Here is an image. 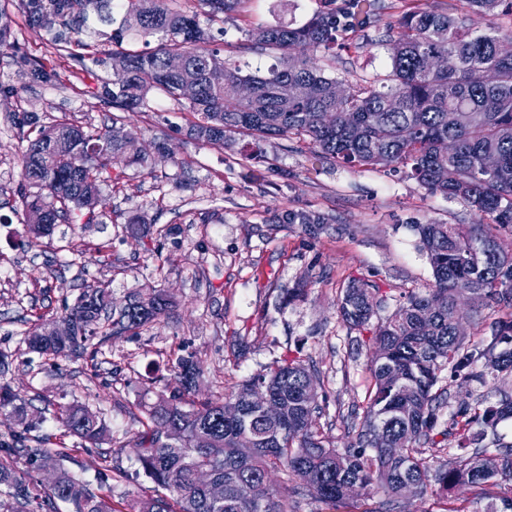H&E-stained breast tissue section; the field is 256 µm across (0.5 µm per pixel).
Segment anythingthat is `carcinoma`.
Returning a JSON list of instances; mask_svg holds the SVG:
<instances>
[{"mask_svg":"<svg viewBox=\"0 0 512 512\" xmlns=\"http://www.w3.org/2000/svg\"><path fill=\"white\" fill-rule=\"evenodd\" d=\"M208 20L217 22L244 11L250 0H200ZM401 13L393 24L381 25L390 6L385 0H324L322 10L301 25H255L246 30L249 49L280 52L266 71L231 64L209 47L210 29L197 15L174 11L168 0H124L115 16L113 0H26L29 16L66 26L89 16L102 27L112 28V42L128 34L157 41L152 51L112 53L115 79L102 95L112 107L133 111L146 106L149 94L162 91L180 99L187 83L196 88L188 101L196 116L189 136L202 143L222 145L232 133L254 140L303 139L313 157L349 168L408 169L432 194L440 193L464 203L472 224L415 225L420 249L432 267L434 284L424 293H411L406 302L379 325L371 337L372 379L362 412L352 411L344 427L343 452L325 446L321 433L305 424L308 414L321 413L319 397L303 392L314 370L298 357H288L266 374L237 384L231 399L245 414L240 422L224 418V400H195L200 368L193 355L177 358L174 370L180 390L141 406L143 431L137 460L145 477L167 491L164 496L133 499L132 512H290L288 496L267 489L261 502L247 489L267 479L271 471L283 475V490L296 477H305L316 501L328 506L347 504L361 494L377 499V507L364 512H393L405 484L426 489L428 473L446 493L458 485L483 491L489 502L475 512H512V494L500 493L512 486V445L496 448L495 469H484L488 432L512 419V395L504 392L497 402L481 407L462 405L445 435L456 447L446 462L432 467L425 451L437 445L441 426L440 406L447 391L435 389L445 367L467 384L512 376V258L501 256L495 243L500 231L512 232V55L500 51V42H512V30L500 35L476 34L466 25L467 16L482 14L512 19V0H454L438 9L432 0H400ZM351 37L348 49L366 53L375 47L388 51L386 70L353 83L327 73L336 67V46ZM184 60L174 72L168 61ZM251 86L241 97L236 89ZM354 124L344 122L345 113ZM18 122L27 147L22 155L21 179L35 189L26 197L29 215L45 224H59L73 211L95 221L100 186L112 179L103 176L108 160L125 152L128 142L111 138L107 129L86 131L73 123L39 129L29 138ZM58 140L70 144L69 154L54 151ZM452 144L449 154L439 151L442 142ZM497 158L499 168L484 167L487 156ZM290 224H303L313 234L327 223L320 214L290 211ZM495 304L502 317L489 326L490 335L466 340L457 336L461 317L458 300ZM109 294L87 288L75 304L65 309L78 332L74 336H46L49 323L27 332L28 348L53 360L67 357L95 336L106 341L138 331L161 320L172 307L160 289L135 293L121 314L106 327L103 317L110 308ZM385 302L378 290L361 282L345 288L337 305L342 321L351 329H364ZM280 400L282 415L268 420L249 400L256 386ZM16 393L0 386V413L12 415L16 428L0 440V512H57L56 502L73 512H117L112 502L96 495L87 481L75 477L63 464L67 454H50L31 448L49 437L39 435L41 423L30 422L15 404ZM65 432L98 445L107 436L105 421L88 415L81 405L66 407L59 418ZM171 424L180 440L169 444L161 438ZM386 435L382 448L376 433ZM243 433L255 439L251 453L237 448ZM23 457L40 469L42 462L57 468L59 480L45 499L33 494L10 464ZM210 471L224 483V501L211 500L197 479ZM176 470L180 482L169 483Z\"/></svg>","mask_w":512,"mask_h":512,"instance_id":"cac0c4a2","label":"carcinoma"}]
</instances>
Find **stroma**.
I'll return each instance as SVG.
<instances>
[{"label": "stroma", "instance_id": "35a3bbf8", "mask_svg": "<svg viewBox=\"0 0 512 512\" xmlns=\"http://www.w3.org/2000/svg\"><path fill=\"white\" fill-rule=\"evenodd\" d=\"M320 7V0H252L248 15L212 25L211 33L223 56L264 68L276 53L241 52L246 28L300 24ZM0 10L11 27L8 46L0 48V354L8 363L0 385L43 417L49 451L65 445L66 467L90 482L100 472H120L98 489L118 512L130 495L153 494L154 484L139 473L135 416L141 402L178 389L170 366L185 351L200 363L204 398L228 395L275 361L301 355L315 367L325 407L315 424L327 444L343 448L341 418L362 405L370 385L376 325L405 294L434 282L415 225L471 223L467 207L401 172L315 160L295 139L255 144L235 134L221 146L195 142L186 135L193 119L187 101L161 92L141 111L117 110L95 95L114 78L104 61L113 48L108 38L84 33L65 53L22 0H0ZM35 64L53 71L54 80L31 79ZM24 113L46 126L108 127L133 140L141 158L112 161L114 180L101 186L96 223L78 216L52 236L31 238L19 193L26 143L16 120ZM289 210L320 213L328 222L313 236L287 223ZM134 214L150 228L139 241L127 231ZM353 280L385 299L361 331L344 325L336 306ZM90 286L108 289L117 308L142 288L164 289L173 306L141 335L108 340L94 353L57 364L30 352L24 337L35 320L62 316ZM438 385L448 392L439 411L444 422L461 404L499 397L493 384L462 386L446 371ZM71 402L105 418L108 441L84 448L65 435L57 415Z\"/></svg>", "mask_w": 512, "mask_h": 512}]
</instances>
